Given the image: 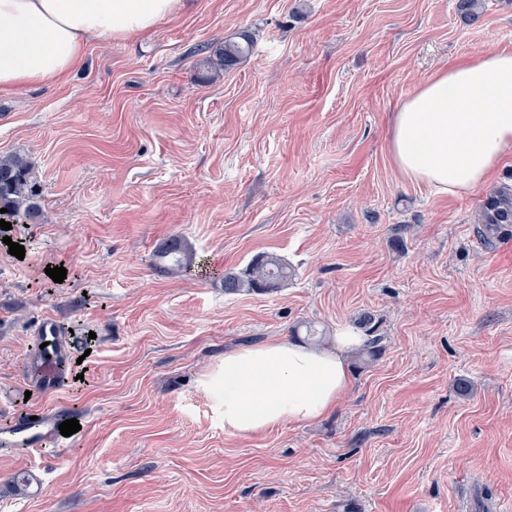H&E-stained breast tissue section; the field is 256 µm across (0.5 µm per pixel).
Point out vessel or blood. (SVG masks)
<instances>
[{
	"label": "vessel or blood",
	"instance_id": "vessel-or-blood-1",
	"mask_svg": "<svg viewBox=\"0 0 512 512\" xmlns=\"http://www.w3.org/2000/svg\"><path fill=\"white\" fill-rule=\"evenodd\" d=\"M66 380L64 356L44 363L39 376L42 389L56 390ZM66 418V413L53 407L35 409L30 415L23 413L9 417L6 425L0 427V446L34 451L59 447L63 439L59 426Z\"/></svg>",
	"mask_w": 512,
	"mask_h": 512
}]
</instances>
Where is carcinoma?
Returning a JSON list of instances; mask_svg holds the SVG:
<instances>
[{
	"mask_svg": "<svg viewBox=\"0 0 512 512\" xmlns=\"http://www.w3.org/2000/svg\"><path fill=\"white\" fill-rule=\"evenodd\" d=\"M485 7V0H456V11L465 19L479 17ZM254 40L242 33L236 40H226L214 54L201 58L198 62L202 77L209 78L220 70H228L250 56ZM31 163L23 155L15 154L0 157V218L23 216L36 221L41 216L40 188L31 176ZM474 223L482 225L481 236L489 241L512 225V185L504 184L490 190L479 205ZM196 256L179 237H173L155 252V266L161 273L188 271L194 267ZM290 267L275 255L256 257L240 272H227L222 278L224 293L241 294L266 293L279 288L288 281ZM373 318L366 315L358 322L359 328L367 332V339L360 349V356L372 360L379 352L382 337L373 335Z\"/></svg>",
	"mask_w": 512,
	"mask_h": 512,
	"instance_id": "cac0c4a2",
	"label": "carcinoma"
}]
</instances>
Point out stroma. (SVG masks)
<instances>
[{"label":"stroma","instance_id":"35a3bbf8","mask_svg":"<svg viewBox=\"0 0 512 512\" xmlns=\"http://www.w3.org/2000/svg\"><path fill=\"white\" fill-rule=\"evenodd\" d=\"M252 54L199 80L201 49ZM512 51V0H185L149 31L89 37L64 80L0 93V156L30 160L42 216L0 244V397L59 405L81 428L44 453L0 451V485L46 492L0 512H512V233L474 215L512 184L441 194L389 154L392 113L437 70ZM183 238L210 275H162ZM293 275L225 294L256 256ZM66 268L63 282L46 266ZM372 314L381 356L322 418L224 430L208 386L227 351ZM83 383L36 390L44 321ZM470 385L459 395L457 381Z\"/></svg>","mask_w":512,"mask_h":512}]
</instances>
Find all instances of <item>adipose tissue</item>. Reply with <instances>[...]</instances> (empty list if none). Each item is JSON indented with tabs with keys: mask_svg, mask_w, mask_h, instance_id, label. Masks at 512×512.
<instances>
[{
	"mask_svg": "<svg viewBox=\"0 0 512 512\" xmlns=\"http://www.w3.org/2000/svg\"><path fill=\"white\" fill-rule=\"evenodd\" d=\"M182 0H0V92L61 78L89 37L123 38L175 14ZM395 167L444 194L482 185L512 150V52H480L437 71L402 100L389 142ZM362 341L336 331L334 350L270 341L225 352V431L262 432L331 412L349 388L346 355Z\"/></svg>",
	"mask_w": 512,
	"mask_h": 512,
	"instance_id": "1",
	"label": "adipose tissue"
}]
</instances>
